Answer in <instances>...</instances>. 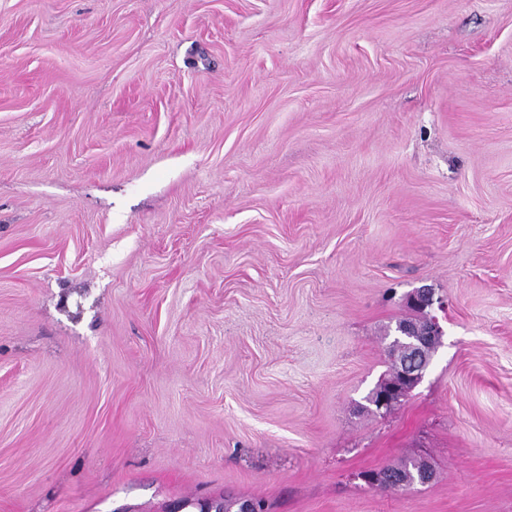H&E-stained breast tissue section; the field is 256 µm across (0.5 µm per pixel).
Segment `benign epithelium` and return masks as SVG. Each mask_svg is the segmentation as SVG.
Returning <instances> with one entry per match:
<instances>
[{
    "mask_svg": "<svg viewBox=\"0 0 512 512\" xmlns=\"http://www.w3.org/2000/svg\"><path fill=\"white\" fill-rule=\"evenodd\" d=\"M409 304L417 309L424 310L434 304L433 294L426 288H419L408 297ZM401 345L410 352L409 359L398 365V377L395 382L378 391L368 400V403L381 412L395 401L401 399L406 390L415 387L421 382L428 370L432 357H430V342H439L443 336V329L434 317L418 321H406L397 329ZM361 479L371 487H382L394 480L393 471L365 472Z\"/></svg>",
    "mask_w": 512,
    "mask_h": 512,
    "instance_id": "1",
    "label": "benign epithelium"
}]
</instances>
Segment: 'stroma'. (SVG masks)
<instances>
[{"mask_svg":"<svg viewBox=\"0 0 512 512\" xmlns=\"http://www.w3.org/2000/svg\"><path fill=\"white\" fill-rule=\"evenodd\" d=\"M246 501L512 512V0H0V512ZM401 320L399 321H405ZM401 345L406 347L410 352L409 359L398 365V377L394 380V362H391V369L376 388H382L385 381L392 382L389 386L367 400L368 403L375 407L377 412H381L388 406L392 405L395 400H400L403 394L409 388L415 387L421 382L426 371L428 370L432 356L430 357V342L436 341L441 343L443 329L434 317L418 321H405L398 329L397 334Z\"/></svg>","mask_w":512,"mask_h":512,"instance_id":"35a3bbf8","label":"stroma"}]
</instances>
